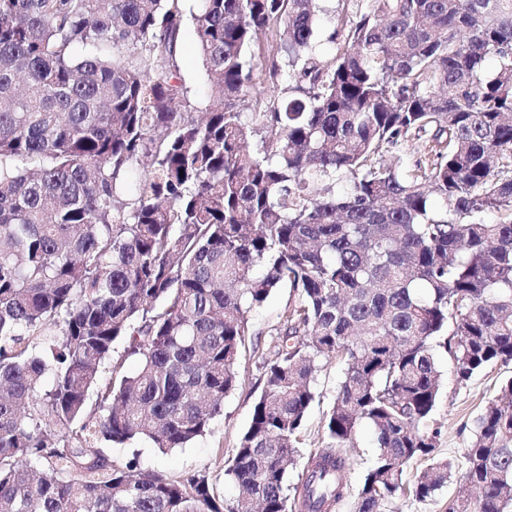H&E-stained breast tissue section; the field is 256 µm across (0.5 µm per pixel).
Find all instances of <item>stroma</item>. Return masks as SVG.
Listing matches in <instances>:
<instances>
[{
  "label": "stroma",
  "mask_w": 512,
  "mask_h": 512,
  "mask_svg": "<svg viewBox=\"0 0 512 512\" xmlns=\"http://www.w3.org/2000/svg\"><path fill=\"white\" fill-rule=\"evenodd\" d=\"M179 57L180 75L198 105H205L208 81L197 50L192 24H185L181 33ZM298 301L292 288L276 289L263 305L250 316V331L246 338L238 366L239 383L224 400V413L210 433L183 448L160 451L147 441L117 446L104 444V454L119 467L134 465L142 472H159L169 476H183L206 471L218 476L219 488L225 499H234L236 486L224 479V466L232 457L241 434L247 429L252 405L265 386V362L274 357L279 344L278 331L281 316L289 305ZM438 363L443 372L441 389L430 421L437 428L438 452L441 456L462 463L463 453L470 441L474 419L498 392L500 382L512 376V370L494 366L475 374L466 383H458L453 363L446 354H439ZM343 377V366L336 361L322 363L316 380L317 398L311 406L301 434L299 456L288 483L296 485L304 473L311 454L325 443V416L334 402L336 388ZM358 448L353 455L348 481L352 490L334 512H354L356 497L367 468L376 456L372 435L367 427H359L356 434Z\"/></svg>",
  "instance_id": "35a3bbf8"
}]
</instances>
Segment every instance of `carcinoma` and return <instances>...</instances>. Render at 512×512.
Listing matches in <instances>:
<instances>
[{
  "label": "carcinoma",
  "instance_id": "carcinoma-1",
  "mask_svg": "<svg viewBox=\"0 0 512 512\" xmlns=\"http://www.w3.org/2000/svg\"><path fill=\"white\" fill-rule=\"evenodd\" d=\"M186 0H0V512H355L431 501L442 373L512 365V0H195L204 110L179 77ZM280 94L248 115L262 40ZM414 136L424 158L384 155ZM280 345L224 475L112 465L182 448L238 383L250 313ZM136 369L88 407L114 343ZM344 364L294 487L319 362ZM446 512L512 508V377L473 423ZM424 464L411 482L404 468ZM356 442L359 448L353 455L348 473L351 494L340 502L332 512H354L357 492L362 485L367 468L376 456L377 448H375L370 430L365 425L359 427Z\"/></svg>",
  "mask_w": 512,
  "mask_h": 512
}]
</instances>
